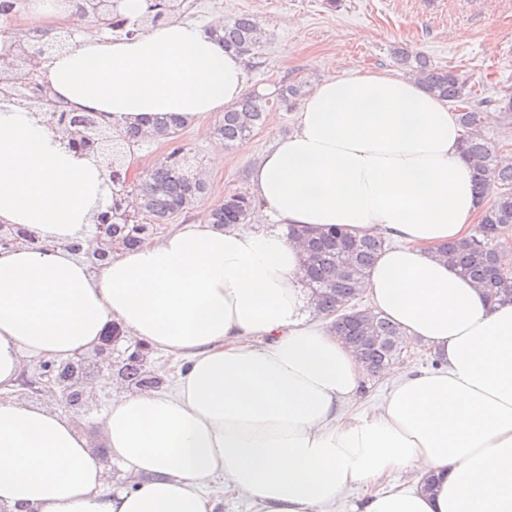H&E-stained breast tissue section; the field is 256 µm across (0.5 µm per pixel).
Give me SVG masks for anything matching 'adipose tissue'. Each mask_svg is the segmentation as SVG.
Masks as SVG:
<instances>
[{"label":"adipose tissue","instance_id":"adipose-tissue-1","mask_svg":"<svg viewBox=\"0 0 512 512\" xmlns=\"http://www.w3.org/2000/svg\"><path fill=\"white\" fill-rule=\"evenodd\" d=\"M71 31L41 73L113 131L195 122L236 102L245 59L178 20L115 39L50 0ZM463 130L447 100L392 70L323 79L293 131L250 171L248 227L201 220L105 263L87 261L110 201L102 158L66 151L39 108L0 101V223L45 248L0 251V512H213L207 490L254 512H336L355 485L429 475L353 512H512V302H490L439 253L479 215ZM340 225L388 240L362 291L440 359L391 365L373 413L351 411L366 370L312 318L301 244ZM80 241L84 256L67 245ZM186 361L172 389H120L98 425L105 461L61 411L19 397L24 359L86 355L110 326Z\"/></svg>","mask_w":512,"mask_h":512}]
</instances>
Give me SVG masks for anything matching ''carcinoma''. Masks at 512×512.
Masks as SVG:
<instances>
[{
  "instance_id": "carcinoma-1",
  "label": "carcinoma",
  "mask_w": 512,
  "mask_h": 512,
  "mask_svg": "<svg viewBox=\"0 0 512 512\" xmlns=\"http://www.w3.org/2000/svg\"><path fill=\"white\" fill-rule=\"evenodd\" d=\"M122 0H65V6L100 19L114 37L136 36L183 15L188 0H144L140 14L130 15L121 8ZM209 35L248 59L256 58L266 37L264 28L250 15H240L229 22L209 27ZM14 38L16 52L0 55V95L15 93L18 81L25 78L22 63L26 55L25 36L8 32ZM413 72L426 88L440 98L456 103L457 120L464 129L462 154L470 162L474 190L483 208L469 235L455 240L440 250L443 258L463 276L469 278L484 294L495 301L512 298V273L504 271L500 249L512 235V152L503 153L484 137L483 113L492 106L503 117L512 120V96L477 101L466 81L452 68L436 67L423 57L416 58ZM47 113L53 126L71 137L72 150L104 155L101 129L107 121L88 112L67 113L55 104ZM266 120L263 100L247 94L233 107L224 110L214 134L232 147L249 139ZM183 121L172 117L151 130L128 127L112 141V187L120 195L112 198L114 233L126 247L142 245L155 224H166L179 215L191 212L202 202L207 186L190 169L185 145L178 141ZM164 140L169 151L154 165L143 171L138 182L127 181L126 159L133 147L146 141ZM254 202L244 193L231 194L209 210L211 223L245 224ZM384 241L373 237H354L336 227L324 230L305 242V285L309 288L317 312L332 317L331 329L362 360L372 375H381L407 347L401 329L390 319L372 309H358L361 284L370 275ZM124 378L139 384L144 379L140 358L131 357L123 368Z\"/></svg>"
}]
</instances>
